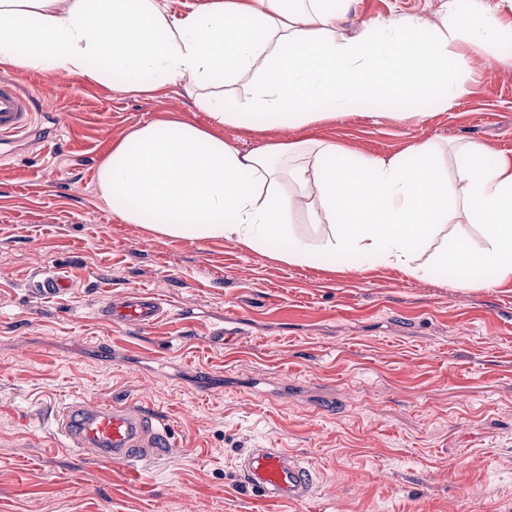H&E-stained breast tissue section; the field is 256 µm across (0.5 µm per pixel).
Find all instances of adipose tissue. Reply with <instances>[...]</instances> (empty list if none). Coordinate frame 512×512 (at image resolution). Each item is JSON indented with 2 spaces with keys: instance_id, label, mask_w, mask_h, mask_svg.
Wrapping results in <instances>:
<instances>
[{
  "instance_id": "ef3b65f1",
  "label": "adipose tissue",
  "mask_w": 512,
  "mask_h": 512,
  "mask_svg": "<svg viewBox=\"0 0 512 512\" xmlns=\"http://www.w3.org/2000/svg\"><path fill=\"white\" fill-rule=\"evenodd\" d=\"M351 0H207L171 16L162 0H0V66L78 74L149 94L181 80L210 123L158 120L113 144L98 168L101 197L122 223L155 235L232 238L286 263L361 269L384 263L417 275L418 248L447 224L478 225L440 257L468 280L512 282V156L456 147V184L432 145L406 156L356 158L335 143H277L244 152L227 126L303 128L349 111L404 116L424 101L447 109L467 93L448 47L512 43V24L478 0H444L431 22L393 16L346 37ZM251 76L245 99L220 87ZM290 183L292 192L281 189ZM330 228L319 246L295 236L297 210Z\"/></svg>"
}]
</instances>
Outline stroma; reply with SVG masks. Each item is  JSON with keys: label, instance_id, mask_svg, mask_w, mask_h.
<instances>
[{"label": "stroma", "instance_id": "35a3bbf8", "mask_svg": "<svg viewBox=\"0 0 512 512\" xmlns=\"http://www.w3.org/2000/svg\"><path fill=\"white\" fill-rule=\"evenodd\" d=\"M444 0H354L351 36L394 15L438 20ZM451 51L469 92L416 117L353 112L297 130L224 127L241 151L301 139L390 158L468 142L512 156V61ZM34 96L19 143H0V512H512V284L451 283L442 231L396 266H296L234 239L156 236L122 223L97 188L101 161L135 128L172 116L204 126L189 81L147 95L43 70L0 68ZM73 286L41 298L40 275ZM155 296L150 325L102 317L111 299ZM237 318L242 336L215 333ZM76 397L152 412L176 441L138 478L52 432ZM251 448L316 472L311 498L270 502L241 483Z\"/></svg>", "mask_w": 512, "mask_h": 512}]
</instances>
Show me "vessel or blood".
Instances as JSON below:
<instances>
[{
  "label": "vessel or blood",
  "instance_id": "1",
  "mask_svg": "<svg viewBox=\"0 0 512 512\" xmlns=\"http://www.w3.org/2000/svg\"><path fill=\"white\" fill-rule=\"evenodd\" d=\"M32 114L26 96L10 83H0V138L20 136L30 126ZM70 281L48 274L36 281L40 296H58L69 290ZM161 312L157 298L130 294L110 301L105 313L114 323H153ZM56 436L68 447L129 467L151 460L170 446L167 433L140 408L108 404L84 398L56 415ZM245 487L273 501L302 502L313 493L314 476L298 457L280 448H253L237 464Z\"/></svg>",
  "mask_w": 512,
  "mask_h": 512
}]
</instances>
